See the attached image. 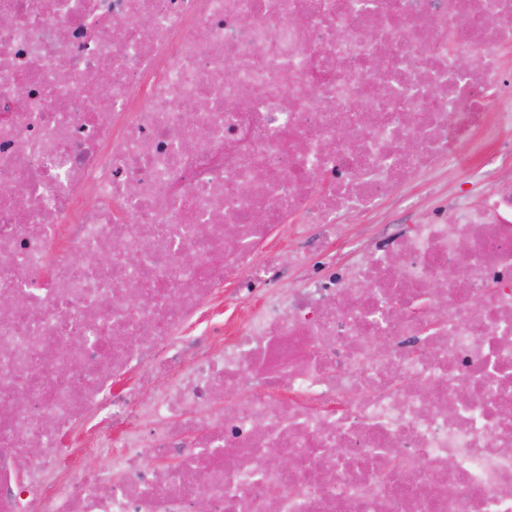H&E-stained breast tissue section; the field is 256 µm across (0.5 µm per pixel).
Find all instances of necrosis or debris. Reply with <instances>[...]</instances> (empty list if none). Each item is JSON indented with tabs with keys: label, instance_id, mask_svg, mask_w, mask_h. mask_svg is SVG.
<instances>
[{
	"label": "necrosis or debris",
	"instance_id": "obj_1",
	"mask_svg": "<svg viewBox=\"0 0 512 512\" xmlns=\"http://www.w3.org/2000/svg\"><path fill=\"white\" fill-rule=\"evenodd\" d=\"M509 48L512 0H0V512H512V178L342 224L512 155ZM402 221V216L396 211L393 203H389L381 214L368 217L364 223L347 221L345 227L350 235L362 236L376 242L380 238L381 224H402Z\"/></svg>",
	"mask_w": 512,
	"mask_h": 512
}]
</instances>
